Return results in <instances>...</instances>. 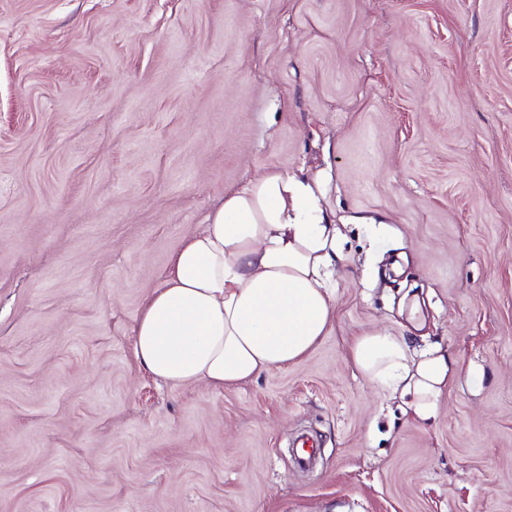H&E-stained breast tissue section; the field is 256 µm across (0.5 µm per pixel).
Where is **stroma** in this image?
I'll use <instances>...</instances> for the list:
<instances>
[{"instance_id": "35a3bbf8", "label": "stroma", "mask_w": 512, "mask_h": 512, "mask_svg": "<svg viewBox=\"0 0 512 512\" xmlns=\"http://www.w3.org/2000/svg\"><path fill=\"white\" fill-rule=\"evenodd\" d=\"M270 170L336 217L331 327L155 378L146 299ZM368 330L447 350L436 420ZM0 512H512V0H0Z\"/></svg>"}]
</instances>
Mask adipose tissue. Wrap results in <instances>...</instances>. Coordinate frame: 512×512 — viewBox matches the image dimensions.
I'll list each match as a JSON object with an SVG mask.
<instances>
[{
	"mask_svg": "<svg viewBox=\"0 0 512 512\" xmlns=\"http://www.w3.org/2000/svg\"><path fill=\"white\" fill-rule=\"evenodd\" d=\"M337 240L336 219L307 179L273 170L225 191L144 305L134 327L139 363L175 386L219 389L298 361L333 319ZM350 358L408 397L414 419L438 417L454 377L446 352L414 358L404 337L371 330L353 338Z\"/></svg>",
	"mask_w": 512,
	"mask_h": 512,
	"instance_id": "obj_1",
	"label": "adipose tissue"
}]
</instances>
